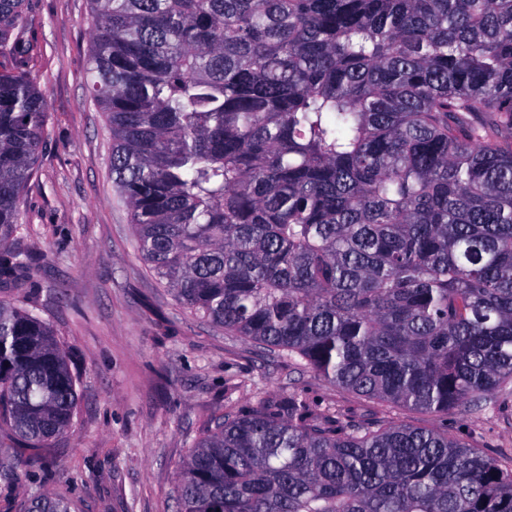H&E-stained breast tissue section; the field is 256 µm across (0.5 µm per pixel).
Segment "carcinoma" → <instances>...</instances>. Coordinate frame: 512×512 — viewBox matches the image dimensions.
<instances>
[{"label":"carcinoma","instance_id":"obj_1","mask_svg":"<svg viewBox=\"0 0 512 512\" xmlns=\"http://www.w3.org/2000/svg\"><path fill=\"white\" fill-rule=\"evenodd\" d=\"M89 2L112 180L179 305L397 406L512 382V0ZM27 3L0 0V57L28 56ZM47 136L45 92L0 71V288L39 286L15 242ZM77 399L50 325L0 301V430L37 448ZM179 512H512V468L292 392L215 423Z\"/></svg>","mask_w":512,"mask_h":512}]
</instances>
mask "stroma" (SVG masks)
<instances>
[{
  "label": "stroma",
  "mask_w": 512,
  "mask_h": 512,
  "mask_svg": "<svg viewBox=\"0 0 512 512\" xmlns=\"http://www.w3.org/2000/svg\"><path fill=\"white\" fill-rule=\"evenodd\" d=\"M26 61L47 94L49 136L20 204L40 287L0 288L38 307L79 376L71 427L45 447L0 433V512L49 492L76 512H177L179 465L220 416L299 392L318 408L448 431L512 467V384L481 411L425 413L340 389L179 306L144 264L109 172L106 117L87 100L89 0H28Z\"/></svg>",
  "instance_id": "stroma-1"
}]
</instances>
